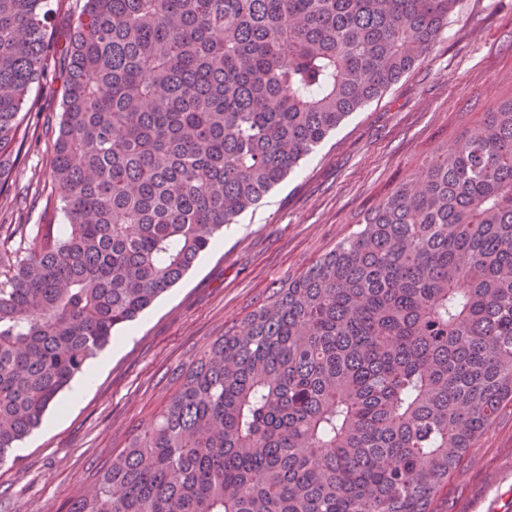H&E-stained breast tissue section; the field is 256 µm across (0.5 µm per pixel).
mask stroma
Segmentation results:
<instances>
[{
    "instance_id": "stroma-1",
    "label": "stroma",
    "mask_w": 512,
    "mask_h": 512,
    "mask_svg": "<svg viewBox=\"0 0 512 512\" xmlns=\"http://www.w3.org/2000/svg\"><path fill=\"white\" fill-rule=\"evenodd\" d=\"M64 80L56 66L27 97L25 133L0 189V251L18 256L64 218L50 177ZM512 96V0H459L433 50L352 113L132 325L79 399L61 392L41 426L0 463V512H63L131 429L174 392L172 372L273 286L352 231L363 212ZM438 512H512V407L452 472Z\"/></svg>"
}]
</instances>
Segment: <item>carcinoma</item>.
Instances as JSON below:
<instances>
[{
  "instance_id": "1",
  "label": "carcinoma",
  "mask_w": 512,
  "mask_h": 512,
  "mask_svg": "<svg viewBox=\"0 0 512 512\" xmlns=\"http://www.w3.org/2000/svg\"><path fill=\"white\" fill-rule=\"evenodd\" d=\"M458 0H82L52 181L0 257V462L224 226L423 61ZM0 0V189L48 60ZM66 512H436L512 405V97L179 369Z\"/></svg>"
}]
</instances>
